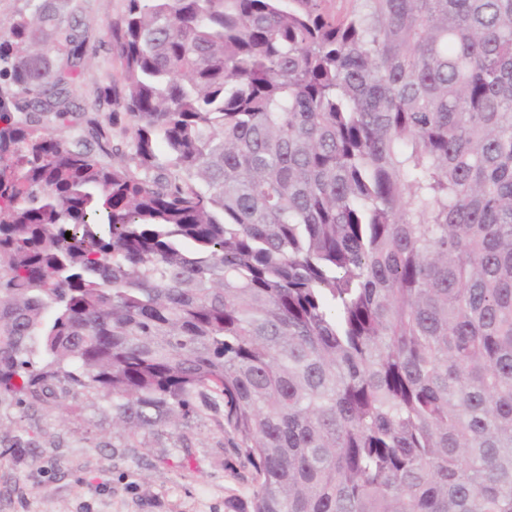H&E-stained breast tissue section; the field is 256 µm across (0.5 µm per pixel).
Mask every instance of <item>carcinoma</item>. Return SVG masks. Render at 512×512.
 <instances>
[{
    "mask_svg": "<svg viewBox=\"0 0 512 512\" xmlns=\"http://www.w3.org/2000/svg\"><path fill=\"white\" fill-rule=\"evenodd\" d=\"M32 2L0 397L134 437L214 394L250 512H512V0H126L125 123L72 111L86 36Z\"/></svg>",
    "mask_w": 512,
    "mask_h": 512,
    "instance_id": "cac0c4a2",
    "label": "carcinoma"
}]
</instances>
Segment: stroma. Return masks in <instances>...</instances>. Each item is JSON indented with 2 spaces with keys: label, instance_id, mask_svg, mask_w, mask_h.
<instances>
[{
  "label": "stroma",
  "instance_id": "1",
  "mask_svg": "<svg viewBox=\"0 0 512 512\" xmlns=\"http://www.w3.org/2000/svg\"><path fill=\"white\" fill-rule=\"evenodd\" d=\"M89 64L74 81L78 111H116L119 61L110 32L125 0H77ZM180 428L132 437L96 396L21 410L0 400V512H229L249 506L254 472L224 444V402L196 401ZM23 451H15L16 442Z\"/></svg>",
  "mask_w": 512,
  "mask_h": 512
}]
</instances>
